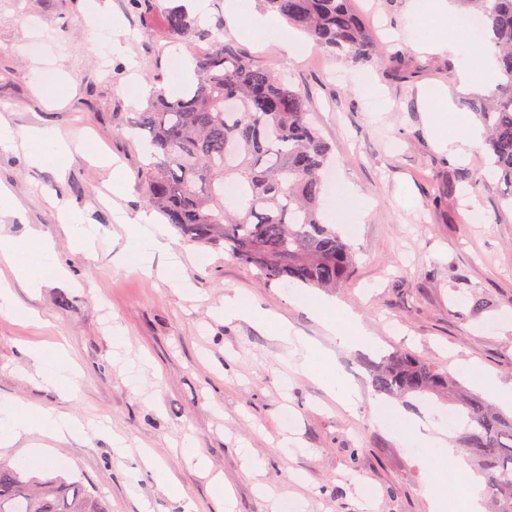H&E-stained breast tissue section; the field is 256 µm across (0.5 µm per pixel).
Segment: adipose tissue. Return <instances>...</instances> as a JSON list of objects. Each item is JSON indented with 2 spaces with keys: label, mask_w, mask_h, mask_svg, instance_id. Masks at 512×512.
Instances as JSON below:
<instances>
[{
  "label": "adipose tissue",
  "mask_w": 512,
  "mask_h": 512,
  "mask_svg": "<svg viewBox=\"0 0 512 512\" xmlns=\"http://www.w3.org/2000/svg\"><path fill=\"white\" fill-rule=\"evenodd\" d=\"M413 9L419 17L431 14L441 19L439 49L449 50L463 59L458 74L460 88H472L473 76L477 73L486 80L497 76V64L492 59L483 63L479 70H472L470 61L487 39L488 32L485 28H475L464 23L451 0H415ZM453 120L454 117L449 112H437L430 117L441 146L450 148L454 157L462 158L466 156L469 148L480 141L482 130L469 122L459 126L456 136H448V126ZM19 139L23 140L25 153L33 164L40 167L52 166L57 176L65 175L69 166V151L65 144L41 128L30 129L24 136L19 137L8 124L0 123V148H14L16 140ZM165 234L164 225L158 224L153 214L140 212L135 219L129 241L130 262L139 267L148 265L152 248ZM0 252L11 260L17 278L32 288L39 287L47 278L59 277L64 273L52 243L40 237L23 242L1 238ZM33 254L40 257L39 265L31 264L29 257ZM224 317L228 320L246 318L271 329L283 343L287 356L295 360L303 371L315 374L327 391L346 409L356 408L358 394L337 373L332 355L307 338L292 334L285 319L271 315L254 306L249 298L237 294L225 297ZM82 431L83 426L77 418L58 413L51 407L28 406L19 402L0 405V442H11L34 432L63 440Z\"/></svg>",
  "instance_id": "ef3b65f1"
}]
</instances>
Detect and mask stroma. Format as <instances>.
<instances>
[{"instance_id":"stroma-1","label":"stroma","mask_w":512,"mask_h":512,"mask_svg":"<svg viewBox=\"0 0 512 512\" xmlns=\"http://www.w3.org/2000/svg\"><path fill=\"white\" fill-rule=\"evenodd\" d=\"M224 3L208 0L202 28L310 95L312 119L332 147L326 222H335L338 185L370 201L355 226H339L357 261L332 298L359 316L373 342L337 346L306 306L320 290L266 283L223 249L188 243L172 228L153 251V272L131 264L113 211L133 217L148 207L143 147L127 128L147 105L137 88L182 89L193 48L167 37L160 23L144 31L128 0H0V120L18 132L47 128L77 145L62 179L23 153L0 150V187L14 201L0 213V235L51 239L68 272L33 289L0 258V281L41 318L0 314V403L53 406L85 426L62 441L35 433L0 444V459L82 482L110 512H184L188 504L222 512L211 486L217 474L234 489V512H280L284 501L296 512H429L428 482L444 478L455 488L467 477L406 447L404 437L441 435L453 444L460 430L443 425L449 406L438 397L391 398L374 389L371 371L404 349L466 388L474 383L455 367L458 358L512 385V183L491 174L484 144L463 162L443 150L428 119L437 103L422 97L447 88L458 116L475 122L502 81L458 91L455 56L424 46L410 0H352L387 54L373 67L311 42L288 56L278 45L289 29L284 19L273 17L272 33L258 36ZM96 10L102 35L121 22V49L91 47L84 15ZM68 202L82 224L60 223ZM86 225L99 229L90 254L75 245ZM173 254L182 262L180 288L158 273ZM234 293L332 351L360 394L357 409L344 410L322 384L294 372L271 333L247 319L225 320L224 297ZM116 326L138 381L112 359ZM58 343L74 365L63 389L42 381L25 350ZM387 408L398 409V428L383 418ZM116 434L127 444L120 456ZM188 443L203 450L209 470L183 456ZM146 450L173 473L178 492L148 474L130 487L129 470ZM363 482L374 499H362Z\"/></svg>"}]
</instances>
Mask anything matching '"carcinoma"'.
I'll return each instance as SVG.
<instances>
[{
  "label": "carcinoma",
  "mask_w": 512,
  "mask_h": 512,
  "mask_svg": "<svg viewBox=\"0 0 512 512\" xmlns=\"http://www.w3.org/2000/svg\"><path fill=\"white\" fill-rule=\"evenodd\" d=\"M150 27L158 0H130ZM304 30L325 52L371 64L381 54L351 0H260ZM490 38L505 78L500 98L483 106L491 165L512 183V0H458ZM170 37L207 42L195 82L161 92L128 126L146 133L150 162L141 189L188 241L224 247L267 282L339 288L355 262L340 233L322 218L331 147L312 124L306 92L259 66L230 41L198 27L184 7L163 14ZM239 195L229 198L224 185ZM371 384L391 396L433 394L464 423L461 449L485 479L492 512H512V416L462 391V383L403 352L374 369ZM31 466L0 462V512H108L104 501L62 476L37 478Z\"/></svg>",
  "instance_id": "carcinoma-1"
}]
</instances>
